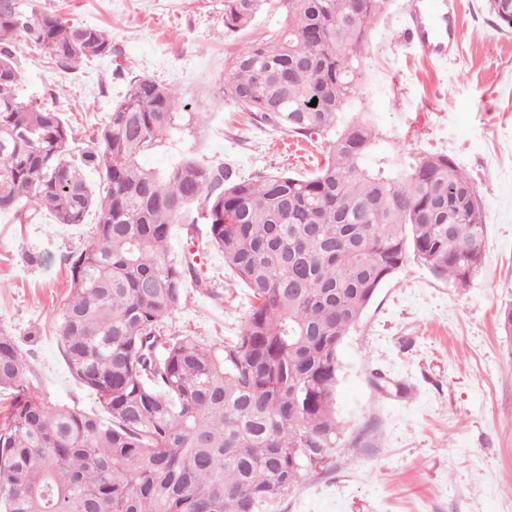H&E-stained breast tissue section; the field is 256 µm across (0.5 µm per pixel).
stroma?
<instances>
[{
  "instance_id": "obj_1",
  "label": "stroma",
  "mask_w": 512,
  "mask_h": 512,
  "mask_svg": "<svg viewBox=\"0 0 512 512\" xmlns=\"http://www.w3.org/2000/svg\"><path fill=\"white\" fill-rule=\"evenodd\" d=\"M408 0H394L363 55L360 101L380 133L367 167L445 153L471 177L484 210L485 253L467 287L409 262L378 291L340 348L336 417L343 438L283 501V512H512V338L499 311L512 306V33L499 30L483 0H454L464 36L440 62L401 34ZM39 8L106 29L110 57L73 73L18 45L22 101L59 112L75 147L96 131L135 77L174 86L205 119L145 153L162 169L193 156L247 178L308 175L322 137L302 138L254 121L224 94V66L241 46L275 38L276 5L238 32L224 27V0H37ZM97 222L32 224L0 215V331L27 359L32 386L52 406L95 412V394L63 359L59 319L70 255ZM223 294L217 303L186 284L187 301L166 321L170 333L215 343L235 335L248 291L212 249L196 256Z\"/></svg>"
}]
</instances>
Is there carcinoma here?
<instances>
[{
    "instance_id": "obj_1",
    "label": "carcinoma",
    "mask_w": 512,
    "mask_h": 512,
    "mask_svg": "<svg viewBox=\"0 0 512 512\" xmlns=\"http://www.w3.org/2000/svg\"><path fill=\"white\" fill-rule=\"evenodd\" d=\"M267 0H224V27L245 28ZM270 43L239 48L224 94L294 136L329 143L310 177L243 179L185 157L153 170L140 157L198 112L152 78L129 84L75 152L59 113L20 100L17 39L66 72L112 55V36L33 0H0V213L31 224H97L68 257L59 335L72 377L101 413L51 407L30 386L14 338L0 333V512H280L288 492L330 456L339 351L377 291L411 260L465 288L484 252L470 177L445 153L363 166L379 134L348 119L368 36L392 0H277ZM512 32V0H484ZM317 106L312 107V100ZM100 176L97 186L86 178ZM224 255L248 290L239 332L222 343L164 333L191 280L223 295L189 257H170L174 225ZM314 449L313 457L305 450Z\"/></svg>"
}]
</instances>
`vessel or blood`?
<instances>
[{
    "label": "vessel or blood",
    "instance_id": "vessel-or-blood-1",
    "mask_svg": "<svg viewBox=\"0 0 512 512\" xmlns=\"http://www.w3.org/2000/svg\"><path fill=\"white\" fill-rule=\"evenodd\" d=\"M404 23L408 40L425 54L444 59L458 48L459 25L447 0H412Z\"/></svg>",
    "mask_w": 512,
    "mask_h": 512
}]
</instances>
